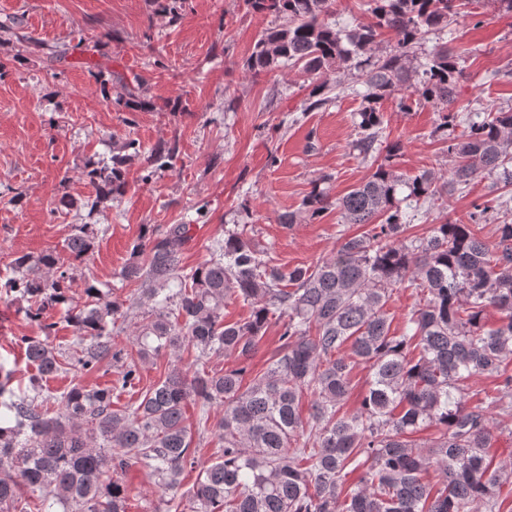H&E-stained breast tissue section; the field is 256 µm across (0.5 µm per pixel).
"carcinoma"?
Returning a JSON list of instances; mask_svg holds the SVG:
<instances>
[{
    "label": "carcinoma",
    "instance_id": "cac0c4a2",
    "mask_svg": "<svg viewBox=\"0 0 512 512\" xmlns=\"http://www.w3.org/2000/svg\"><path fill=\"white\" fill-rule=\"evenodd\" d=\"M256 14L284 19L264 29L245 63L254 76L284 65L311 80L306 109L329 102L331 77L358 72L364 102L355 114L354 150L376 164L361 185L331 200L312 182L302 207L279 216L290 227L334 206L347 224L373 228L345 239L336 255L307 267L273 263L246 236V225L224 233L195 267L181 266L191 239L189 224L164 230L145 226L121 278L140 284L128 300L108 297L94 278L83 281L84 303L72 296L76 264L94 245L90 224H79L63 251L19 255L0 277V295L25 301L37 336H22L36 374L21 394L15 370L0 362V512H126L123 473L141 466L169 494L165 512H501L503 485L512 470L493 463L492 411L512 413V222L498 225L490 244L475 232L489 212L512 215V108L454 111L463 75L448 44L432 48L411 67L414 48L441 31L472 0H369L371 21L339 27L326 20L333 0H244ZM46 60L67 51L3 29ZM396 45L377 53L380 31ZM140 79L122 84L116 103L129 112L145 106ZM439 113L448 179L432 171L397 174L378 162L400 151L384 143L380 103L405 91ZM463 127L456 133L457 127ZM141 145L126 140L110 165L89 164L84 176L95 190L90 210L121 197L126 166ZM177 139L150 149L142 179L174 168ZM481 174L496 177L491 198L473 203L469 223L441 221L429 234L409 236L410 224L426 204L447 189L463 190ZM413 288L420 299L401 333L391 332L386 306L396 288ZM251 308L244 322L224 321L228 301ZM151 305V319L134 333L139 358L197 353L193 372L174 364L164 379L141 392L135 406L112 408V394L140 382L137 361L112 343L117 320ZM496 308L500 324L486 327L483 315ZM63 315L76 336L67 351L53 345ZM280 325L281 345L266 371L245 382L248 361L270 321ZM237 365L215 371L212 356ZM121 364L116 385L88 390L75 383L61 396L43 380L76 372L88 375ZM369 368L359 411H342L357 365ZM500 379L497 393L474 405L465 387L478 375ZM313 396L303 419L302 398ZM198 409L197 432L208 430L210 411L223 441L217 461L187 491L182 482L197 460L185 406ZM431 437L416 438L428 427ZM444 475L436 487L423 479L430 468ZM361 471L358 483L346 477ZM39 493L32 505L24 494Z\"/></svg>",
    "mask_w": 512,
    "mask_h": 512
}]
</instances>
